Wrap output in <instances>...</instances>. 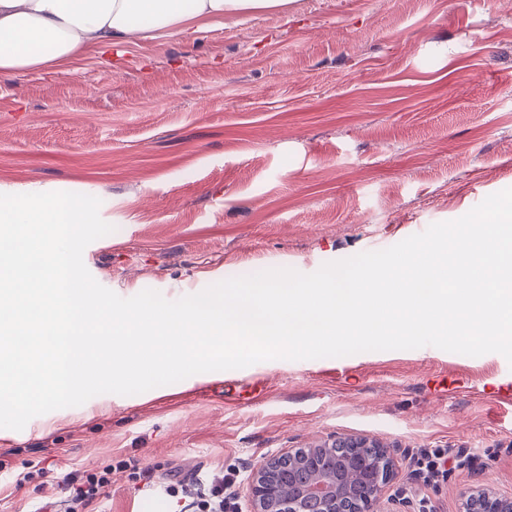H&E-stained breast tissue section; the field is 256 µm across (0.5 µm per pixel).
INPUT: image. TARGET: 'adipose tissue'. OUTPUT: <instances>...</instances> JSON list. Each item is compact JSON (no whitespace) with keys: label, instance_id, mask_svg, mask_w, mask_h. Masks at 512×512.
Masks as SVG:
<instances>
[{"label":"adipose tissue","instance_id":"obj_1","mask_svg":"<svg viewBox=\"0 0 512 512\" xmlns=\"http://www.w3.org/2000/svg\"><path fill=\"white\" fill-rule=\"evenodd\" d=\"M287 6L288 0H0V73L64 65L136 33L177 35L197 22Z\"/></svg>","mask_w":512,"mask_h":512}]
</instances>
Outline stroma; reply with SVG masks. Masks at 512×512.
<instances>
[{"label":"stroma","mask_w":512,"mask_h":512,"mask_svg":"<svg viewBox=\"0 0 512 512\" xmlns=\"http://www.w3.org/2000/svg\"><path fill=\"white\" fill-rule=\"evenodd\" d=\"M512 188V0H290L287 11L133 35L60 68L0 74V194L100 199L92 276L176 300L243 269L389 248ZM389 448L414 512L512 496V364L433 346L270 360L0 428V512L111 467L98 512H179L127 464L232 503L290 448ZM447 453L424 478L423 452ZM23 486H16L17 477Z\"/></svg>","instance_id":"stroma-1"}]
</instances>
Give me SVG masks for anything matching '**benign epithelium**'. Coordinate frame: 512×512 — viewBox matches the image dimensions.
Returning <instances> with one entry per match:
<instances>
[{
  "label": "benign epithelium",
  "mask_w": 512,
  "mask_h": 512,
  "mask_svg": "<svg viewBox=\"0 0 512 512\" xmlns=\"http://www.w3.org/2000/svg\"><path fill=\"white\" fill-rule=\"evenodd\" d=\"M348 440L363 447L377 449V464L384 472V480L372 484L363 498L360 512H377L384 487L393 470V460L387 449L367 438L350 436ZM336 443H321L309 448H297L284 453L288 458L298 460L309 478L295 485L289 499L281 496L276 481V460L261 465L249 477L248 512H307L315 507L318 512H338L339 503L350 496L351 485L344 473L363 468L366 462L348 457L341 461L331 456ZM464 512H512V497L503 496L486 489L473 491L465 502Z\"/></svg>",
  "instance_id": "benign-epithelium-1"
}]
</instances>
